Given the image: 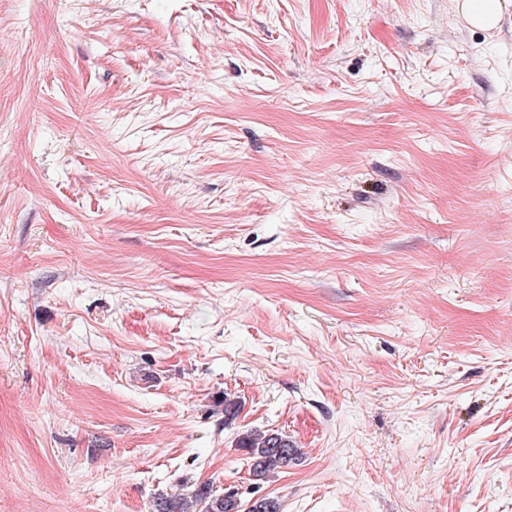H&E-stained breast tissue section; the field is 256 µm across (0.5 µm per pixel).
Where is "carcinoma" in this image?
I'll list each match as a JSON object with an SVG mask.
<instances>
[{
  "instance_id": "cac0c4a2",
  "label": "carcinoma",
  "mask_w": 512,
  "mask_h": 512,
  "mask_svg": "<svg viewBox=\"0 0 512 512\" xmlns=\"http://www.w3.org/2000/svg\"><path fill=\"white\" fill-rule=\"evenodd\" d=\"M237 448L246 456L252 480L264 482L276 470L298 461L295 442L278 431L250 430L239 435ZM152 512H282L270 509L266 497L243 501L239 493H219L210 485L196 487L189 494L161 495L152 505Z\"/></svg>"
}]
</instances>
